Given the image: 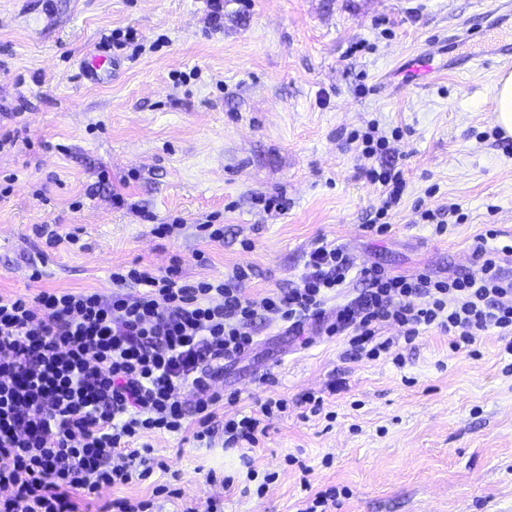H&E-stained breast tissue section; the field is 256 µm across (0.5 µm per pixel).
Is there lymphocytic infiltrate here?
Returning <instances> with one entry per match:
<instances>
[{"mask_svg":"<svg viewBox=\"0 0 512 512\" xmlns=\"http://www.w3.org/2000/svg\"><path fill=\"white\" fill-rule=\"evenodd\" d=\"M366 173L383 188L368 226L381 235L406 180L393 168ZM507 257L511 244L496 249L481 241L475 271L436 278L376 264L358 269L344 247L324 243L309 253L296 284L256 296L244 288L252 267L189 282L175 262L160 272L139 264L113 269L108 295L0 296V512H91L102 487L165 470L142 444L145 435L181 432L192 419L196 440L211 436L220 396L210 383L225 362L254 348L257 316L285 322L298 336L309 326L348 334L350 346L370 359L389 353L396 338L409 342L431 327L447 333L456 352L489 330H511ZM354 272L362 292L327 314V301ZM389 324L397 336L381 337ZM187 392L194 396L189 409ZM287 410L285 400L269 399L256 412L225 416V443L255 445L267 419Z\"/></svg>","mask_w":512,"mask_h":512,"instance_id":"1","label":"lymphocytic infiltrate"}]
</instances>
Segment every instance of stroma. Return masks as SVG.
Masks as SVG:
<instances>
[{
  "label": "stroma",
  "instance_id": "stroma-1",
  "mask_svg": "<svg viewBox=\"0 0 512 512\" xmlns=\"http://www.w3.org/2000/svg\"><path fill=\"white\" fill-rule=\"evenodd\" d=\"M493 0H0V133L26 141L0 150V296L43 290L110 292L113 267L165 270L184 280L252 266L257 293L287 288L319 241L344 245L356 267L379 263L445 278L473 271L486 229L512 242V136L493 117L495 68L449 69L489 49L493 34L445 45L459 21H479ZM135 28L147 47L122 59L110 83L79 81L77 63L102 35ZM436 53L445 69L426 88L407 67ZM377 124L390 147L375 167L403 171L407 189L384 235L367 232L380 187L361 170L349 135ZM108 173L100 181V173ZM120 191L124 204L112 201ZM279 195L268 215L257 195ZM458 204L443 234L422 208ZM183 219L168 238L153 224ZM223 225L205 242L195 225ZM38 224L78 236L47 248ZM42 277L31 280V265ZM253 351L213 384L236 410L283 398L252 449L192 431L150 439L167 473L100 490L99 501L154 498L157 512L183 498L221 512H302L320 490H342L336 512H512V355L498 330L475 354L456 353L436 329L375 360L345 337L301 338L257 317ZM401 357L394 365L393 357ZM323 396L321 414L304 399ZM273 474L267 488L248 469Z\"/></svg>",
  "mask_w": 512,
  "mask_h": 512
}]
</instances>
